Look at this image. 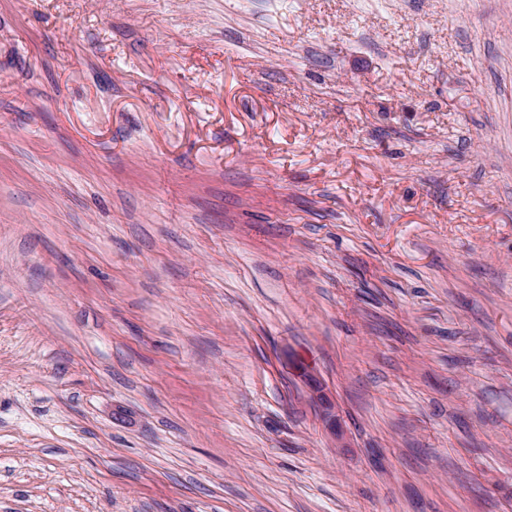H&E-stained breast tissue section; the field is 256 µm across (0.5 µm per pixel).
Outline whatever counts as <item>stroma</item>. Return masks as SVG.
Here are the masks:
<instances>
[{"mask_svg": "<svg viewBox=\"0 0 512 512\" xmlns=\"http://www.w3.org/2000/svg\"><path fill=\"white\" fill-rule=\"evenodd\" d=\"M0 512H512V0H0Z\"/></svg>", "mask_w": 512, "mask_h": 512, "instance_id": "stroma-1", "label": "stroma"}]
</instances>
